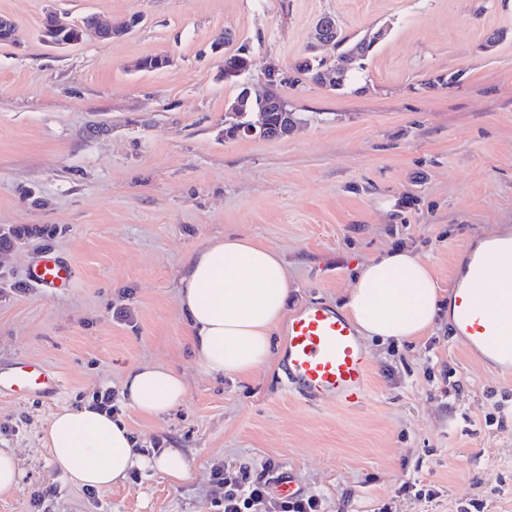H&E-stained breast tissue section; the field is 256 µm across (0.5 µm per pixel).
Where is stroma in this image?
Masks as SVG:
<instances>
[{"mask_svg":"<svg viewBox=\"0 0 512 512\" xmlns=\"http://www.w3.org/2000/svg\"><path fill=\"white\" fill-rule=\"evenodd\" d=\"M52 9L74 23L141 22L53 48L42 37ZM327 14L349 36L390 31L352 63L345 89L280 87L299 119L292 134L225 138L242 88L263 90L259 67L225 81V55L245 49L288 73L312 54L335 58L311 46ZM0 16L21 32L0 43V227L27 230L0 250V367L36 360L61 379L53 396L0 395V448L21 466L0 512H36L51 485L50 512H215L217 466L291 474L328 512H461L475 500L512 512V378L483 369L448 315L417 341L366 342L369 397L350 409L288 391L282 327L252 376L209 374L178 288L183 259L230 234L284 258L292 313L341 307L357 270L397 247L430 265L448 300L463 246L512 229V0H0ZM150 55L170 63L135 69ZM45 255L74 267L68 288L30 282ZM142 363L174 367L186 395L159 418L122 402L118 416L138 447L180 449L194 477L142 469L88 492L53 467L44 424L121 390ZM450 373L460 386L449 393ZM500 400L503 426H486ZM409 479L439 497L396 496Z\"/></svg>","mask_w":512,"mask_h":512,"instance_id":"35a3bbf8","label":"stroma"}]
</instances>
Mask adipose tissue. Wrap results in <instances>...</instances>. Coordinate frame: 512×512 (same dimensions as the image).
Instances as JSON below:
<instances>
[{
  "mask_svg": "<svg viewBox=\"0 0 512 512\" xmlns=\"http://www.w3.org/2000/svg\"><path fill=\"white\" fill-rule=\"evenodd\" d=\"M289 291L283 257L253 239H213L188 255L179 302L191 345L206 371L246 377L263 367L272 355ZM438 300L431 268L401 249L372 259L356 273L342 309L364 337L401 341L431 330ZM186 390L183 376L165 365L134 366L123 383L124 397L147 417L175 408ZM44 443L59 470L92 488L109 487L133 467L149 464L176 483L192 477L180 449L166 448L150 459L142 456L125 423L89 403L55 412Z\"/></svg>",
  "mask_w": 512,
  "mask_h": 512,
  "instance_id": "adipose-tissue-1",
  "label": "adipose tissue"
}]
</instances>
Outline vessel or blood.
Here are the masks:
<instances>
[{"label":"vessel or blood","instance_id":"b4317fda","mask_svg":"<svg viewBox=\"0 0 512 512\" xmlns=\"http://www.w3.org/2000/svg\"><path fill=\"white\" fill-rule=\"evenodd\" d=\"M506 250L512 251V242H497L481 256H467L477 276L455 289L449 303L460 343L502 376L512 374V319L498 316V301L486 290ZM73 276L69 264L52 257L37 261L29 273L34 284L50 290L67 287ZM283 365L288 390L306 401L326 399L354 409L369 395L371 366L357 329L327 304L309 303L289 318ZM59 390V378L41 363L24 361L0 369V394L51 396Z\"/></svg>","mask_w":512,"mask_h":512}]
</instances>
